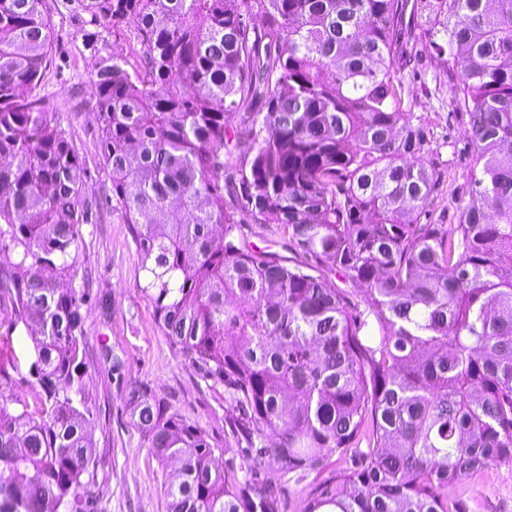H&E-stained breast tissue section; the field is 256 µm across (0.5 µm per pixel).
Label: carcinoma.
<instances>
[{
	"label": "carcinoma",
	"instance_id": "cac0c4a2",
	"mask_svg": "<svg viewBox=\"0 0 512 512\" xmlns=\"http://www.w3.org/2000/svg\"><path fill=\"white\" fill-rule=\"evenodd\" d=\"M129 53L91 79L112 211L129 225L170 347L224 386L247 442L213 466L207 434L143 386L127 403L180 475L167 512H284L265 478L328 469L304 512H469L448 486L512 462V0H81ZM47 0H0V305L33 342L48 407L4 396L0 512H98L84 381L89 292L74 277L85 162L44 99ZM434 57L471 149L457 224L427 220L395 66ZM261 107L255 111V107ZM252 141L224 162L230 113ZM229 198H224V195ZM278 224L295 259L242 227ZM363 285L338 288L332 277Z\"/></svg>",
	"mask_w": 512,
	"mask_h": 512
}]
</instances>
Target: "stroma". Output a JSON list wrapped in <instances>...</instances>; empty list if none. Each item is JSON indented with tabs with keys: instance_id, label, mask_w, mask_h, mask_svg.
I'll use <instances>...</instances> for the list:
<instances>
[{
	"instance_id": "1",
	"label": "stroma",
	"mask_w": 512,
	"mask_h": 512,
	"mask_svg": "<svg viewBox=\"0 0 512 512\" xmlns=\"http://www.w3.org/2000/svg\"><path fill=\"white\" fill-rule=\"evenodd\" d=\"M48 3L56 38L41 93L86 163L82 197L97 203L100 215L98 223L83 225L74 262L76 281L86 282L90 293L85 382L96 402L90 432L101 457L100 512H166L164 488L174 475L151 454L125 401L129 388L147 387L169 412L205 431L219 457L235 442L229 423L237 411L225 402L223 386L211 385L162 335L154 304L140 289L144 273L134 240L103 193L106 176L100 167L98 122L91 117L90 80L100 55L125 41L104 31L102 52L94 54L83 45L89 16L78 10V0ZM400 75L412 119L430 128L424 160L443 174L431 220L458 223L454 198L466 180L471 151L454 90L441 64L429 56L412 62ZM31 346L23 324L0 307V369L12 376V393L36 407L40 389L29 375ZM116 356L123 361L117 374L112 371ZM449 496L465 500L469 512H512V462L492 464L452 485Z\"/></svg>"
}]
</instances>
